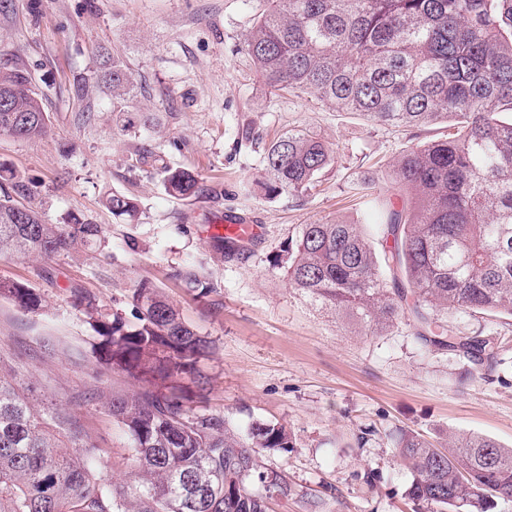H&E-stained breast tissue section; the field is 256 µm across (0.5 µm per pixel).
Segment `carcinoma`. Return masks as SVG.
I'll use <instances>...</instances> for the list:
<instances>
[{
  "label": "carcinoma",
  "instance_id": "carcinoma-1",
  "mask_svg": "<svg viewBox=\"0 0 512 512\" xmlns=\"http://www.w3.org/2000/svg\"><path fill=\"white\" fill-rule=\"evenodd\" d=\"M265 85L302 92L356 112L376 125L413 127L444 120L454 132L406 150L396 162L412 194L397 209L374 193L375 236L360 224L321 220L302 225L280 259L290 287L354 325L381 332L411 318L419 338L476 366L496 363L498 338L448 330V316L512 317V0H263L243 39ZM101 87L122 103L134 96L132 73L118 57L105 62ZM0 133L35 139L49 113L27 69L0 65ZM331 145L290 131L264 153L269 196H304L334 162ZM165 191H199L190 170L161 156ZM30 181L0 163V256L52 257L91 247L101 230L74 216L46 224L21 203ZM112 215L134 220L138 202L104 196ZM173 277L201 295L214 290L187 265ZM98 334L95 361L135 383L110 399L112 417L132 442L134 480L104 485L91 464L97 448L73 424L39 413L0 374V512H267L251 484L259 448H291L284 426L257 424L238 435L208 412L201 369L212 342L145 284L128 289L125 308L105 312L74 289ZM23 309L41 300L19 282L0 281V297ZM135 322H130L129 318ZM397 447L412 472L407 496L442 512H490L512 499V448L478 435H456L437 448L413 432Z\"/></svg>",
  "mask_w": 512,
  "mask_h": 512
}]
</instances>
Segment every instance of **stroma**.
<instances>
[{"mask_svg": "<svg viewBox=\"0 0 512 512\" xmlns=\"http://www.w3.org/2000/svg\"><path fill=\"white\" fill-rule=\"evenodd\" d=\"M254 13L253 0H0V60L26 67L50 115L38 139L0 134V162L32 178L31 203L46 223L74 214L99 225L103 238L101 247L46 259L0 257V280L41 299L24 310L0 297V369L35 404L84 429L98 478L126 482L130 441L108 402L134 385L121 371L97 368L94 332L72 291L109 309L127 289L150 283L213 341L203 363L208 410L243 434L258 423L293 433V447L259 451L262 470L288 479L287 497L271 500V512H413L398 430L436 445L474 433L512 448V318L448 319L452 330L497 333L488 369L425 345L404 319L379 335L361 333L290 288L275 262L301 226L368 223L353 184L403 199L395 159L449 127L373 125L313 96L270 90L242 49ZM103 49L146 81L148 95L130 98L125 117L163 113L155 132L137 138L116 120L97 83ZM290 130L328 141L334 163L307 197L264 196L256 188L264 148ZM138 148L195 172L198 194L167 195L154 167L133 164ZM112 191L140 200L135 222L105 207ZM226 213L265 229L244 258L220 255L207 235ZM189 263L216 293L200 298L174 279ZM364 431L371 438L362 444Z\"/></svg>", "mask_w": 512, "mask_h": 512, "instance_id": "1", "label": "stroma"}]
</instances>
